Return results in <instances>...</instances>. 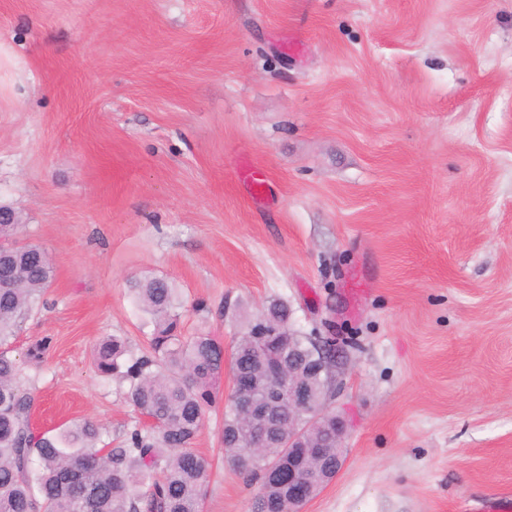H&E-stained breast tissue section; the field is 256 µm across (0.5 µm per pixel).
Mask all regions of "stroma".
Here are the masks:
<instances>
[{"instance_id":"1","label":"stroma","mask_w":512,"mask_h":512,"mask_svg":"<svg viewBox=\"0 0 512 512\" xmlns=\"http://www.w3.org/2000/svg\"><path fill=\"white\" fill-rule=\"evenodd\" d=\"M0 204L54 268L8 345L37 430L122 439L94 347H146L163 277L225 351L273 299L339 345L346 462L302 512L512 496V0H0ZM223 423L204 512H251Z\"/></svg>"}]
</instances>
